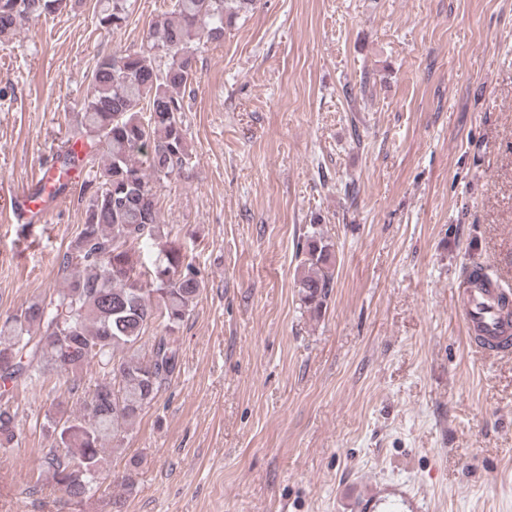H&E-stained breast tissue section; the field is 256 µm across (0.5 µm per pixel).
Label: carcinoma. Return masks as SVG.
Returning <instances> with one entry per match:
<instances>
[{"instance_id": "1", "label": "carcinoma", "mask_w": 512, "mask_h": 512, "mask_svg": "<svg viewBox=\"0 0 512 512\" xmlns=\"http://www.w3.org/2000/svg\"><path fill=\"white\" fill-rule=\"evenodd\" d=\"M72 0H0V37L21 22L36 24ZM256 0H174L137 50L97 58L92 91L79 104L49 196L80 183L85 221L60 260L64 287L0 322V395L19 382L67 383L95 363L102 379L79 410L57 408L46 478L83 508L93 496L109 445L133 426L180 370L174 333L203 288L200 272L158 224L154 182L192 166L181 92L191 84L205 47ZM130 0H99L96 26L122 28ZM297 278L300 301L314 318L334 288L335 254L316 228L307 232ZM160 331L141 344L152 327ZM16 438L15 413L0 405V447Z\"/></svg>"}]
</instances>
